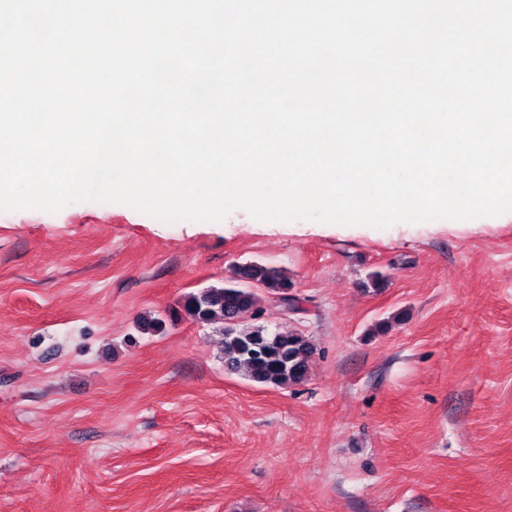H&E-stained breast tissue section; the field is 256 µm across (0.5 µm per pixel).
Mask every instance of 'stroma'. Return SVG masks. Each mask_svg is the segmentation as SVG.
I'll return each instance as SVG.
<instances>
[{"instance_id":"stroma-1","label":"stroma","mask_w":512,"mask_h":512,"mask_svg":"<svg viewBox=\"0 0 512 512\" xmlns=\"http://www.w3.org/2000/svg\"><path fill=\"white\" fill-rule=\"evenodd\" d=\"M247 261L302 300H261L314 346L298 385L184 309ZM0 512H512V221L0 212Z\"/></svg>"}]
</instances>
